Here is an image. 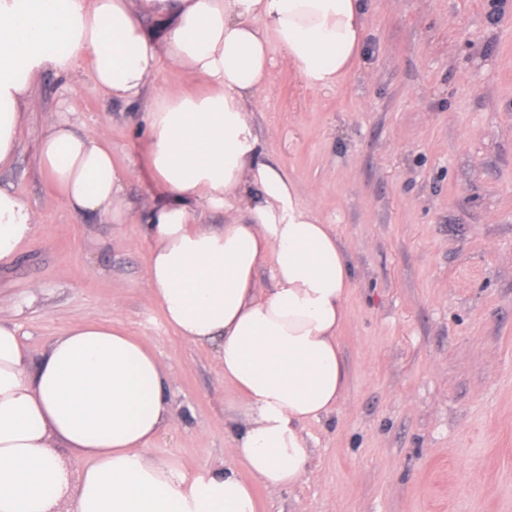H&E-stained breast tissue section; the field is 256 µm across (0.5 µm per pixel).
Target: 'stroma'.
<instances>
[{
  "mask_svg": "<svg viewBox=\"0 0 512 512\" xmlns=\"http://www.w3.org/2000/svg\"><path fill=\"white\" fill-rule=\"evenodd\" d=\"M360 58L318 89L280 62L251 117L261 158L334 225L354 269L339 342L348 394L305 424L310 474L257 487L259 512H512V0H363ZM0 187L37 231L0 268L30 364L74 322L116 325L172 377L148 457L195 475L224 459L243 410L211 348L177 336L145 288L148 104L88 72L44 73ZM106 128L134 217L74 214L38 167L42 126ZM107 246H100V239Z\"/></svg>",
  "mask_w": 512,
  "mask_h": 512,
  "instance_id": "35a3bbf8",
  "label": "stroma"
}]
</instances>
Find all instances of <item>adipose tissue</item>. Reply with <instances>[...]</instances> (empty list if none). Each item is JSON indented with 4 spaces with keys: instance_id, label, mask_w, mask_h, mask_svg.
I'll return each instance as SVG.
<instances>
[{
    "instance_id": "1",
    "label": "adipose tissue",
    "mask_w": 512,
    "mask_h": 512,
    "mask_svg": "<svg viewBox=\"0 0 512 512\" xmlns=\"http://www.w3.org/2000/svg\"><path fill=\"white\" fill-rule=\"evenodd\" d=\"M364 36L360 0H0V171L14 164L45 71L87 67L109 96L148 99L146 286L178 336L214 349L245 407L228 463L187 475L145 454L170 424V376L142 343L77 322L33 365L18 323L0 316V512H257L256 486L307 479L303 427L346 396L339 334L353 268L333 226L261 160L249 104L271 79V41L329 88ZM166 68L211 92L156 84ZM36 152L73 211L126 223L130 173L105 129L60 116ZM210 212L222 223L205 224ZM38 223L26 197L0 187V265Z\"/></svg>"
}]
</instances>
